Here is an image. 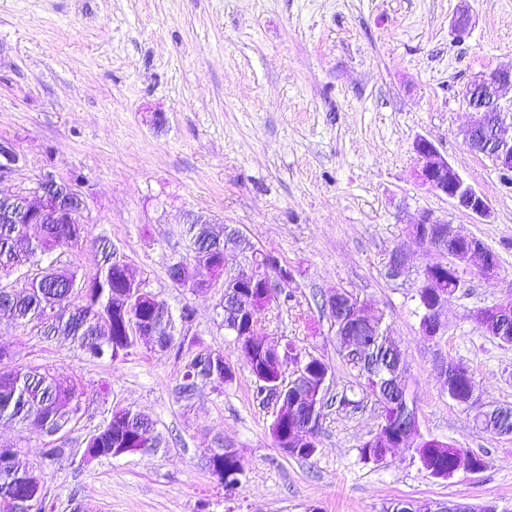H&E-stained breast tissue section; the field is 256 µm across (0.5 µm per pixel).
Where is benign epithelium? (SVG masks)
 I'll list each match as a JSON object with an SVG mask.
<instances>
[{"mask_svg":"<svg viewBox=\"0 0 512 512\" xmlns=\"http://www.w3.org/2000/svg\"><path fill=\"white\" fill-rule=\"evenodd\" d=\"M509 89L512 90V69L491 72L472 83L466 89V96L469 107L476 112V119L460 131L463 143L470 151L488 157L503 172L512 171V137L506 136V118L512 107L503 103V96ZM489 125L492 126L490 138L480 139L478 130ZM414 152L415 176L421 185L477 217L486 218L490 215L488 197L466 182L432 140L423 136L417 138ZM18 162L19 156L13 146L0 140V182L12 177ZM6 198L17 202L6 213L10 224H69L73 234L82 233L86 201L72 180L67 181L47 173L38 178L32 187ZM6 198L0 196V201ZM413 250L441 254L444 262L448 263V280L457 283L461 280V272L472 264L488 277L494 276L498 269L496 255L481 240L462 233L447 220L429 212L421 213L410 223L405 239L390 251L386 264V276L389 279L396 280L409 270V255ZM259 256V252H251L245 258V263L234 273L228 271L229 257H224V263L214 268V273L204 281V285L225 288L230 282L251 278L254 261ZM117 266L122 274L123 288L112 292V299L116 301L112 305L113 310L118 312L127 309L133 297H147L155 304H160L158 296L143 288L142 283L130 275L126 264L119 262ZM266 271L268 288L277 287L282 280L292 279L291 272L274 259L267 263ZM418 287L431 298L430 302L423 304L421 331L428 337L437 336L442 330L441 310L448 303L449 296L442 289V279L426 266L418 272ZM222 308L224 313L238 320L244 313L245 304L241 299L226 293ZM488 317H512V290L502 304L480 310L478 319ZM290 387L293 390L291 400L283 402L278 398L274 401L275 416H294L307 408L316 410V407L310 406L311 384L299 362L295 365V378ZM313 433L314 429L307 425L296 426L288 438V450L307 451L313 445Z\"/></svg>","mask_w":512,"mask_h":512,"instance_id":"1","label":"benign epithelium"}]
</instances>
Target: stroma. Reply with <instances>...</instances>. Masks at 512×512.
<instances>
[{"instance_id": "35a3bbf8", "label": "stroma", "mask_w": 512, "mask_h": 512, "mask_svg": "<svg viewBox=\"0 0 512 512\" xmlns=\"http://www.w3.org/2000/svg\"><path fill=\"white\" fill-rule=\"evenodd\" d=\"M464 5L472 24L460 34L452 21ZM511 66L512 0H0V139L21 157L0 194L32 187L46 171L77 180L85 241L58 247L59 265L94 275L107 238L172 313L193 309L187 339L223 352L236 374L186 403L173 392L175 350L141 341L92 360L0 311V347L13 363L50 367L84 388L69 455L45 460L42 437L0 422V446L42 472L51 512H384L400 500L512 512V435L477 427L472 410L449 399L446 372L464 363L482 404L512 408V345L473 318L512 290V177L459 135L473 119L470 82ZM420 136L487 195L489 218L414 178ZM424 211L498 259L495 278L463 272L432 339L420 331L416 272L434 253L416 252L399 279L385 275L389 251ZM198 215L237 227L292 272L282 298L257 315L259 339L321 358L331 393L349 390L357 373L336 351L322 302L333 289L351 293L383 316L405 355L420 433L482 456V471L436 479L404 448L362 460L379 422L370 397L354 413L327 409L314 456L278 448L274 407L257 399L224 328L223 289L169 278ZM108 406L151 419L168 447L83 463L77 450ZM218 446L243 459L237 490L204 465V449Z\"/></svg>"}]
</instances>
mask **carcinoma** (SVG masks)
I'll return each mask as SVG.
<instances>
[{
  "mask_svg": "<svg viewBox=\"0 0 512 512\" xmlns=\"http://www.w3.org/2000/svg\"><path fill=\"white\" fill-rule=\"evenodd\" d=\"M77 247L82 241L71 240L69 225H45V241L36 252L29 248L28 233L22 224L0 223V270L4 273L21 271L28 263L47 262L44 275L24 276L23 283L8 293L9 312L16 323L40 332L44 336L63 335L89 358H116L135 347L136 341L125 335L119 324L105 332L101 329L100 318L112 315V290L119 282L112 279L113 262L119 259L117 251L108 240L100 242L102 263L100 272L91 279L78 276L77 272L54 264L51 255L60 245ZM224 261V251L208 253L197 251L191 271L190 287H200L209 268ZM267 288L258 279L254 285L235 282L231 292L250 296L259 304ZM159 324V347L182 349L184 340L174 334L175 323L171 313L165 319L158 318L155 305L148 301H137L133 305L128 324ZM485 332L495 339L512 345V320L490 325ZM247 357V368L252 377L257 395L273 399L276 386L285 380V369L278 367L273 357L260 349L259 342H251L249 336L235 337ZM336 346L339 354L351 368L357 371L358 391L375 397L380 409V426L385 422L416 412L415 383L408 371L403 354L391 339L385 335L383 326H374L366 331H357L350 324L336 325ZM310 378L319 382L329 375V365L309 354L302 355ZM386 364L392 371L398 388L404 395V402L389 407L381 401L380 390L366 382V364ZM224 372L234 378V372L224 362V354L210 349H201L185 361L182 375L175 385L174 394L180 401H191L211 370ZM476 381L473 377L457 378L448 382V392L464 399ZM84 388L81 382L58 378L47 366L5 365L0 357V420L12 422L43 437L62 436L69 432L81 418ZM295 425L294 420L280 417L272 420L270 430L273 438L285 440ZM166 441L155 430L154 424L140 414L127 408H115L97 429L89 433L86 447L99 448L103 453L124 456L138 452H155ZM403 445L411 449L431 476L446 474L455 459L469 450L450 445L438 446L425 438L419 431L399 432L392 446ZM205 464L214 475L221 470L234 472V488L241 484L244 465L233 453H218L209 448L205 451ZM43 476L34 469L26 468L18 461L17 450H12L8 467H0V505L21 512H46V495H39L25 508L18 501L32 496L36 485Z\"/></svg>",
  "mask_w": 512,
  "mask_h": 512,
  "instance_id": "obj_1",
  "label": "carcinoma"
}]
</instances>
